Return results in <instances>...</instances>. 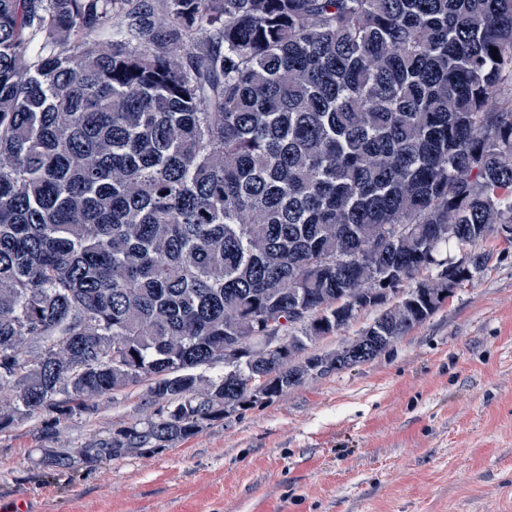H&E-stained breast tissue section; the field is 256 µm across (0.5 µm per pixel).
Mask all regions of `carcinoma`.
Returning a JSON list of instances; mask_svg holds the SVG:
<instances>
[{
    "instance_id": "1",
    "label": "carcinoma",
    "mask_w": 512,
    "mask_h": 512,
    "mask_svg": "<svg viewBox=\"0 0 512 512\" xmlns=\"http://www.w3.org/2000/svg\"><path fill=\"white\" fill-rule=\"evenodd\" d=\"M506 87L512 0H0V431L44 413L49 441L145 382L148 419L40 467L168 448L253 380L270 401L311 379L289 357L197 373L224 337L279 315L307 347L382 278L437 271L361 330L371 355L320 357L375 360L512 224Z\"/></svg>"
}]
</instances>
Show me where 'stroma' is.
I'll list each match as a JSON object with an SVG mask.
<instances>
[{"instance_id":"35a3bbf8","label":"stroma","mask_w":512,"mask_h":512,"mask_svg":"<svg viewBox=\"0 0 512 512\" xmlns=\"http://www.w3.org/2000/svg\"><path fill=\"white\" fill-rule=\"evenodd\" d=\"M369 363L308 380L173 447L39 466L37 419L0 433V504L25 512H512V241ZM63 423L72 448L148 417L142 387Z\"/></svg>"}]
</instances>
